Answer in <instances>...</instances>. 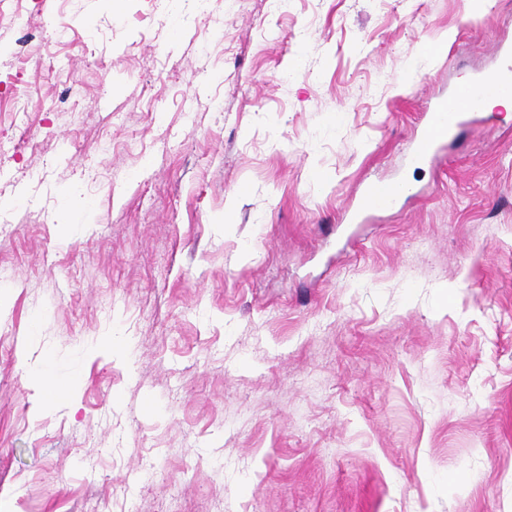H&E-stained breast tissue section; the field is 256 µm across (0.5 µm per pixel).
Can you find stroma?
I'll return each mask as SVG.
<instances>
[{
  "instance_id": "obj_1",
  "label": "stroma",
  "mask_w": 512,
  "mask_h": 512,
  "mask_svg": "<svg viewBox=\"0 0 512 512\" xmlns=\"http://www.w3.org/2000/svg\"><path fill=\"white\" fill-rule=\"evenodd\" d=\"M4 6L0 512H512V0ZM485 84L479 80L467 87L457 88L448 98L436 99L426 123L417 136L410 153V162H433L438 155V144L461 125L473 120L475 91ZM410 190L404 183H373L365 188L362 205L364 208H389L403 195L410 193Z\"/></svg>"
}]
</instances>
